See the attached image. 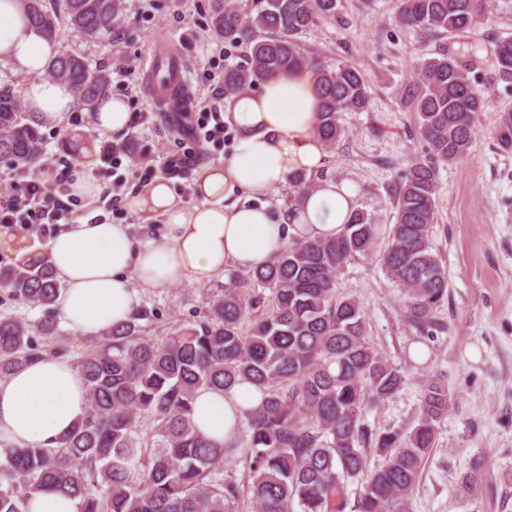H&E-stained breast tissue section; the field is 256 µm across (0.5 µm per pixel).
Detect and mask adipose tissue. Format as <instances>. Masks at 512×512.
Here are the masks:
<instances>
[{
	"mask_svg": "<svg viewBox=\"0 0 512 512\" xmlns=\"http://www.w3.org/2000/svg\"><path fill=\"white\" fill-rule=\"evenodd\" d=\"M58 44L46 41L27 21L20 0H0V66L23 76L21 92L45 123L67 129L74 99L67 85L41 74ZM319 75L309 67L276 71L226 106L224 120L236 131L231 152L203 167L192 184L194 205H185L164 178L127 197L132 212L164 219L163 236L135 238L130 225L92 224L77 218L50 240L45 252L60 291L56 303L75 333L94 336L129 321L146 288L184 282L203 285L230 268L268 264L289 236H333L347 222L355 190L346 182L320 181L290 209L274 217L263 199L292 175L311 176L325 162L318 135ZM95 136L126 131L124 97L108 96L92 107ZM260 394L247 383L226 392L202 389L192 420L216 444L231 445L244 413ZM84 376L70 360L47 356L0 381V461L23 448L55 447L87 413Z\"/></svg>",
	"mask_w": 512,
	"mask_h": 512,
	"instance_id": "1",
	"label": "adipose tissue"
}]
</instances>
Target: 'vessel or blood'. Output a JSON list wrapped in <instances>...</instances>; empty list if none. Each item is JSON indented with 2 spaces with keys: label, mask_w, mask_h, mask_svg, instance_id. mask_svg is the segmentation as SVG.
<instances>
[{
  "label": "vessel or blood",
  "mask_w": 512,
  "mask_h": 512,
  "mask_svg": "<svg viewBox=\"0 0 512 512\" xmlns=\"http://www.w3.org/2000/svg\"><path fill=\"white\" fill-rule=\"evenodd\" d=\"M145 86L158 111L177 113L183 124H190L194 103L183 93L188 86L187 69L178 48L166 39L154 42Z\"/></svg>",
  "instance_id": "obj_1"
}]
</instances>
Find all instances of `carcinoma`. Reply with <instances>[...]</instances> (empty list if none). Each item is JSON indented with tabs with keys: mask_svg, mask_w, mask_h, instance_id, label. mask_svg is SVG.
I'll return each mask as SVG.
<instances>
[{
	"mask_svg": "<svg viewBox=\"0 0 512 512\" xmlns=\"http://www.w3.org/2000/svg\"><path fill=\"white\" fill-rule=\"evenodd\" d=\"M21 0L46 39L64 35L112 40L120 0ZM213 33L248 49L246 61L224 69V94L251 89L289 67L318 71L322 106L318 133L328 145L343 136L342 112L370 104L360 70L327 63L303 49L297 36L336 17L338 0H214ZM398 20L451 33L459 47L441 46L414 72L404 98L418 117L423 156L392 184L394 222L379 224L361 209L334 237L293 236L269 264L232 274L212 295L205 319L168 336H148L142 308L128 323L97 336L77 362L88 388L89 411L55 448H24L0 462V512H29L33 492L50 487L80 500V512H231L244 487L224 478L227 449L207 441L191 421L198 390L228 391L246 382L261 393L246 412L243 433L249 489L256 512H412L420 468L437 446L451 396L441 378L426 380L407 428L376 430L368 409L394 398L405 383L368 334L360 302L336 289L355 260L376 258L404 290V320L416 340L448 330L439 316L448 301V273L432 241L439 167L464 158L476 136L489 90L512 85V39L498 42L495 72L473 75L484 0H398ZM88 106L109 94L110 73L62 50L46 68ZM43 122L22 108L14 86L0 84V162L36 164ZM500 152L512 154V110L496 129ZM270 291L265 299L250 288ZM0 289L42 309L38 330L56 335L51 319L58 283L44 259L0 267ZM44 351L29 325L0 319V377L7 378ZM151 423L150 435L140 422ZM382 463L366 473L368 453ZM473 463L460 481L468 495L481 482ZM361 489L351 497L349 485Z\"/></svg>",
	"mask_w": 512,
	"mask_h": 512,
	"instance_id": "1",
	"label": "carcinoma"
}]
</instances>
